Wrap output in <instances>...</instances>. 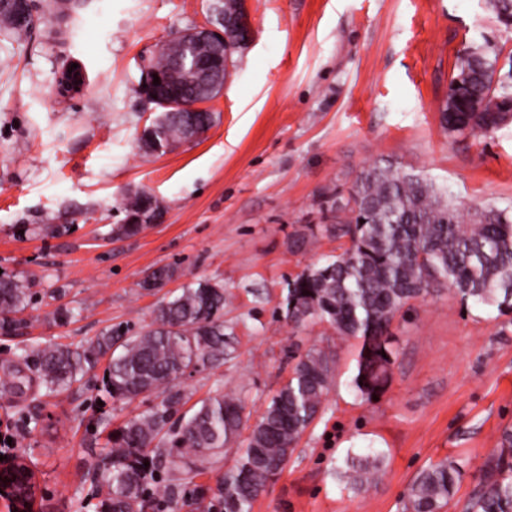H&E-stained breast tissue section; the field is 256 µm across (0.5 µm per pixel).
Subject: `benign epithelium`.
Instances as JSON below:
<instances>
[{"label": "benign epithelium", "instance_id": "obj_1", "mask_svg": "<svg viewBox=\"0 0 512 512\" xmlns=\"http://www.w3.org/2000/svg\"><path fill=\"white\" fill-rule=\"evenodd\" d=\"M10 4L18 18L30 23V27L38 24L32 0H10ZM209 40L214 46V52L208 57L195 60L185 65L182 55L194 43ZM227 40L224 30L209 22L204 25L190 27L174 33L166 42L173 47L174 57L169 64V74H158L147 68L144 70L141 82V95L150 102H156V85L153 75H158L159 84L170 85L173 93L170 102L177 112H206L208 97L199 94L201 90L210 93L224 90L219 80L224 75V41ZM86 80L83 67L79 66L70 71L63 70L60 76L58 91L65 96L83 87ZM0 489L6 493L10 502V512H28L36 494V483L32 469L25 463H12L0 468Z\"/></svg>", "mask_w": 512, "mask_h": 512}]
</instances>
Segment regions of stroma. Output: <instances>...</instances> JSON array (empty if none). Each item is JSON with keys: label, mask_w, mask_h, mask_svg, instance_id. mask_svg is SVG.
Returning a JSON list of instances; mask_svg holds the SVG:
<instances>
[{"label": "stroma", "mask_w": 512, "mask_h": 512, "mask_svg": "<svg viewBox=\"0 0 512 512\" xmlns=\"http://www.w3.org/2000/svg\"><path fill=\"white\" fill-rule=\"evenodd\" d=\"M37 4L34 30L0 32V275L30 295L25 328L0 335V458L31 465V512H96L90 471L107 435L153 400L105 399L99 369L50 397L34 383L17 394L18 353L76 347L108 328L137 335L160 300L198 280L223 285L233 341L223 363L181 379L187 405L218 391L259 416L292 353L336 355L324 413L253 512H402L417 472L447 457L466 467L443 512H464L512 426V320L445 289L412 302L390 327L391 382L365 400L350 387L358 340L292 327L283 307L290 278L347 246L325 233L320 202L366 164L397 162L469 206H512V124L459 136L440 121L465 49L488 40L512 54V29L486 0H246L251 42L208 104L214 126L151 154L140 137L159 110L139 94L142 60L207 23L210 0ZM71 62L87 83L62 96L57 77ZM143 192L162 221L117 234L125 200ZM47 224L65 231L45 234ZM300 233L314 239L302 251ZM161 266L176 270L167 287L141 288ZM366 448L383 449L385 466L355 489L336 464Z\"/></svg>", "instance_id": "1"}]
</instances>
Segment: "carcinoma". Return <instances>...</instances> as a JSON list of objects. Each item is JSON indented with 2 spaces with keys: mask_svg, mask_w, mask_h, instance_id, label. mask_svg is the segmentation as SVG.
<instances>
[{
  "mask_svg": "<svg viewBox=\"0 0 512 512\" xmlns=\"http://www.w3.org/2000/svg\"><path fill=\"white\" fill-rule=\"evenodd\" d=\"M504 27H512V0H487ZM0 27L16 35L27 25L7 7ZM230 63L245 48V36L224 28ZM501 49L469 47L457 63L441 123L448 132L489 134L512 122V56L509 69L498 68ZM154 135L164 148L184 142L187 126L208 131L215 113L170 112L163 104ZM336 206L330 236L348 239L344 252L306 268L288 281L285 319L298 327L304 316L328 325L342 338L362 340L352 386L363 399L383 393L390 381L389 329L406 305L424 300L442 287L464 303L512 314V207L483 208L455 203L432 180L407 172L389 160L363 167L347 190L323 194ZM129 221L119 232L135 236L156 216L158 204L143 193L124 203ZM27 288L0 279V334L23 328L14 314L24 310ZM230 341L224 336V287L198 280L160 301L149 329L123 336L110 329L72 350L47 345L33 355L45 395L61 392L94 371L109 357L103 389L114 401L154 396L147 411L124 421L108 436L93 469L102 498L98 512H178L183 499L181 469L239 446L235 463L224 471L223 492L207 512H252L269 481L283 471L307 428L323 413L333 382V359L321 349L295 356L288 379L249 424L243 397L221 393L198 401L183 413L184 394L177 381L190 369L224 361ZM248 434H243V431ZM149 466H144V463ZM344 474L361 487L384 466V454L347 455ZM464 473V465L444 458L422 468L404 497L405 512H441ZM466 512H512V429L503 430L494 465Z\"/></svg>",
  "mask_w": 512,
  "mask_h": 512,
  "instance_id": "1",
  "label": "carcinoma"
}]
</instances>
